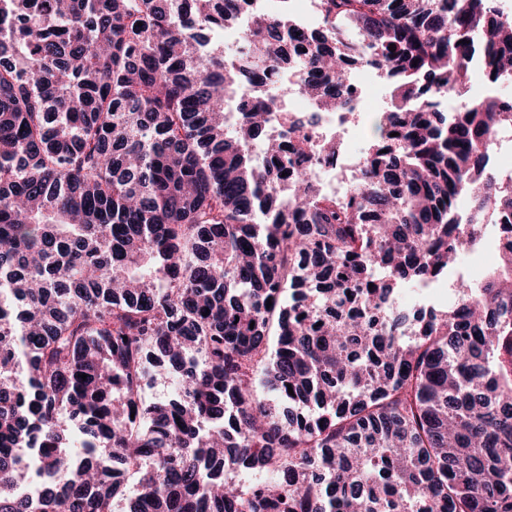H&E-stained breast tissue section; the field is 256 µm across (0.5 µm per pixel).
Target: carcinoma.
Segmentation results:
<instances>
[{"instance_id":"carcinoma-1","label":"carcinoma","mask_w":512,"mask_h":512,"mask_svg":"<svg viewBox=\"0 0 512 512\" xmlns=\"http://www.w3.org/2000/svg\"><path fill=\"white\" fill-rule=\"evenodd\" d=\"M317 2L228 56L242 0H0V512H115L126 469L121 512H512V98L439 105L512 71V15ZM293 63L291 131L389 86L346 197L336 141L271 133ZM490 214L498 268L452 274ZM411 289L412 287L405 288L400 296V299H404L406 303L408 302V307H411L419 300L427 299L428 301L435 302L436 306L449 308L455 300V296L451 291L448 290V295H445L444 292L438 286L436 288H433L434 290H431L421 296L415 294L414 292H411Z\"/></svg>"}]
</instances>
